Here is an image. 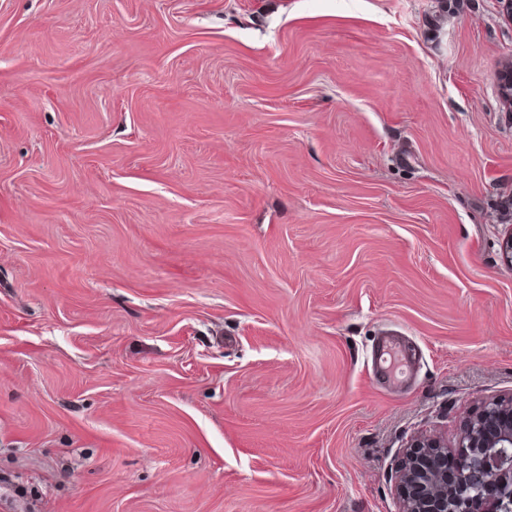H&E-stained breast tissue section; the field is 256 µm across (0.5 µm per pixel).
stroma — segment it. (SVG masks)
Returning <instances> with one entry per match:
<instances>
[{
	"label": "stroma",
	"instance_id": "obj_1",
	"mask_svg": "<svg viewBox=\"0 0 512 512\" xmlns=\"http://www.w3.org/2000/svg\"><path fill=\"white\" fill-rule=\"evenodd\" d=\"M495 2L0 0V512H400L512 395ZM374 360L379 365L378 374L394 385L403 382L412 370V365L402 348L390 339L378 345Z\"/></svg>",
	"mask_w": 512,
	"mask_h": 512
}]
</instances>
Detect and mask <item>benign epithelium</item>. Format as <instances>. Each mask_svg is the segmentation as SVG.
Masks as SVG:
<instances>
[{"label": "benign epithelium", "mask_w": 512, "mask_h": 512, "mask_svg": "<svg viewBox=\"0 0 512 512\" xmlns=\"http://www.w3.org/2000/svg\"><path fill=\"white\" fill-rule=\"evenodd\" d=\"M463 459L453 480L417 463L418 454L442 446L418 438L398 467L401 512H471L483 500L485 512H512V397L482 403L461 430Z\"/></svg>", "instance_id": "obj_1"}]
</instances>
